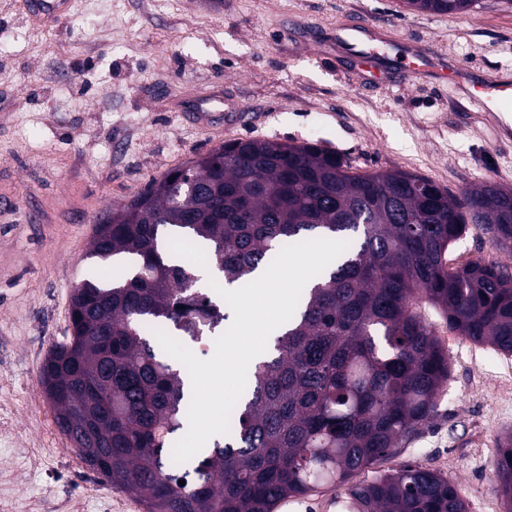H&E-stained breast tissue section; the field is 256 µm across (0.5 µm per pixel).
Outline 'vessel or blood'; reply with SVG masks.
Wrapping results in <instances>:
<instances>
[{
    "instance_id": "b4317fda",
    "label": "vessel or blood",
    "mask_w": 512,
    "mask_h": 512,
    "mask_svg": "<svg viewBox=\"0 0 512 512\" xmlns=\"http://www.w3.org/2000/svg\"><path fill=\"white\" fill-rule=\"evenodd\" d=\"M33 16L39 20L57 17L69 0H28ZM366 20L337 24L328 36L338 51L352 61L364 78L375 83L390 82L392 77L433 81L462 90L468 100L491 120L512 110V80L499 76L475 78L472 69L448 62L442 55L423 49L418 41H398L373 32Z\"/></svg>"
}]
</instances>
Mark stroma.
I'll use <instances>...</instances> for the list:
<instances>
[{
	"instance_id": "1",
	"label": "stroma",
	"mask_w": 512,
	"mask_h": 512,
	"mask_svg": "<svg viewBox=\"0 0 512 512\" xmlns=\"http://www.w3.org/2000/svg\"><path fill=\"white\" fill-rule=\"evenodd\" d=\"M364 19L423 40L452 62L512 75V7L478 0L468 13L418 12L402 0H71L49 28L21 0H0V512H145L92 470L59 429L39 381L70 336L72 283L111 265L89 258L106 211L197 155L249 139L310 142L358 173L403 170L453 194L489 181L512 188V137L450 86L362 80L315 35ZM222 90L226 117L202 130L179 110ZM249 115L235 121V111ZM512 265L472 229L450 266ZM449 357L434 416L356 474L403 465L458 485L469 512H504L493 462L512 434V356L478 345L429 307Z\"/></svg>"
}]
</instances>
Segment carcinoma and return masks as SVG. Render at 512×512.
<instances>
[{
  "mask_svg": "<svg viewBox=\"0 0 512 512\" xmlns=\"http://www.w3.org/2000/svg\"><path fill=\"white\" fill-rule=\"evenodd\" d=\"M404 4L454 16L475 0ZM111 219L90 253L130 263L73 287L68 344L40 372L57 422L88 434L83 458L112 445V464L97 470L106 481L145 512H275L325 484L343 489L348 512H468L454 483L417 466L350 479L430 420L448 381V352L421 304L448 329L512 355V268L446 263L470 225L512 253V189L482 182L456 196L409 172L354 173L314 144L246 140L168 171ZM166 229L202 249L230 289L285 246L349 242L307 283L247 376L229 432L185 463L172 451L188 430L187 374L154 330L197 341L224 327L231 308L198 288V259L163 254ZM495 472L512 512L511 434Z\"/></svg>",
  "mask_w": 512,
  "mask_h": 512,
  "instance_id": "cac0c4a2",
  "label": "carcinoma"
}]
</instances>
